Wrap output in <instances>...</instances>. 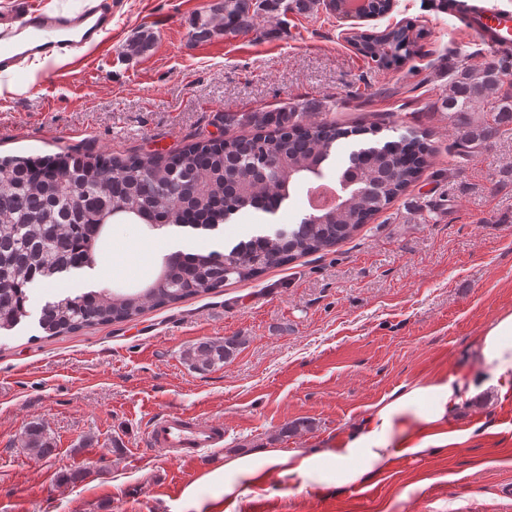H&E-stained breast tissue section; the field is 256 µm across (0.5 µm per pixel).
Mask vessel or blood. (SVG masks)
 Segmentation results:
<instances>
[{"instance_id": "obj_1", "label": "vessel or blood", "mask_w": 512, "mask_h": 512, "mask_svg": "<svg viewBox=\"0 0 512 512\" xmlns=\"http://www.w3.org/2000/svg\"><path fill=\"white\" fill-rule=\"evenodd\" d=\"M112 26V0H91L82 11L62 12L26 4L13 23L0 26V68L21 65L33 56L76 55L84 47L100 46ZM466 33L474 41L497 49L512 42V11L478 7L470 14ZM149 447L170 457L195 455L202 448L224 442V426L203 422L186 412H167L154 417L147 432Z\"/></svg>"}]
</instances>
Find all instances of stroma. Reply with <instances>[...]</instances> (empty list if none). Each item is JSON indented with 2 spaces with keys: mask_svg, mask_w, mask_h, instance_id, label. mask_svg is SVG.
Segmentation results:
<instances>
[{
  "mask_svg": "<svg viewBox=\"0 0 512 512\" xmlns=\"http://www.w3.org/2000/svg\"><path fill=\"white\" fill-rule=\"evenodd\" d=\"M112 30L82 61L35 58L0 72V156L168 152L247 135L252 112L288 107L318 121L377 126L384 142L417 131L433 147L423 177L351 240L270 268L257 280L155 309L122 324L45 336V303L151 283L164 255L224 251L307 215L298 188L276 215L240 214L210 231L114 222L92 267L29 290V315L0 334V512H176L183 490L238 456L312 451L346 438L404 385L467 366L472 338L512 312V130L466 166L448 147V73L476 53L433 0H395L375 22L413 23L409 61L381 69L351 47L335 14L287 10L255 30L196 35L221 0H113ZM153 33L146 53L127 44ZM237 115L228 125L225 114ZM239 336L206 371L184 350ZM184 411L222 423L224 444L194 459L146 446L153 416ZM41 424L54 451L24 448ZM295 432H286L289 424ZM456 443L398 457L350 486L302 490L271 478L243 512H512V390L467 402L446 425Z\"/></svg>",
  "mask_w": 512,
  "mask_h": 512,
  "instance_id": "35a3bbf8",
  "label": "stroma"
}]
</instances>
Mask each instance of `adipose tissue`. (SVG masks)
<instances>
[{"label": "adipose tissue", "mask_w": 512, "mask_h": 512, "mask_svg": "<svg viewBox=\"0 0 512 512\" xmlns=\"http://www.w3.org/2000/svg\"><path fill=\"white\" fill-rule=\"evenodd\" d=\"M468 370L394 391L369 411L336 447L311 454L265 450L211 471L202 484L186 488L178 512H223L205 499L203 484H218L228 501L238 502L246 487L286 477L301 487L349 486L388 471L397 457L421 455L450 444L445 428L470 398L489 389H512V313H505L475 336L467 349Z\"/></svg>", "instance_id": "adipose-tissue-1"}]
</instances>
